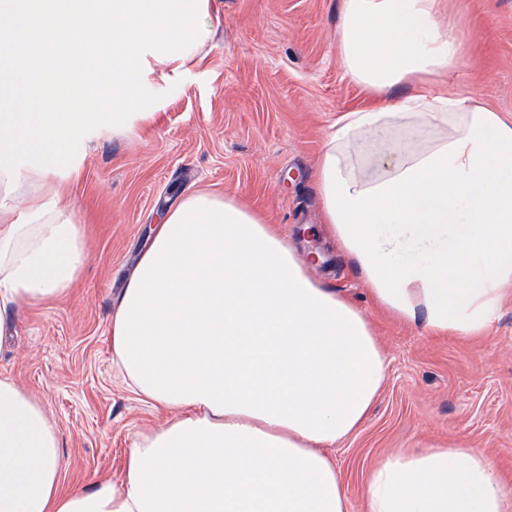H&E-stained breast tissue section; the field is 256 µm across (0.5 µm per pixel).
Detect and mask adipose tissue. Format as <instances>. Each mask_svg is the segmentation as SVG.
<instances>
[{
    "mask_svg": "<svg viewBox=\"0 0 512 512\" xmlns=\"http://www.w3.org/2000/svg\"><path fill=\"white\" fill-rule=\"evenodd\" d=\"M336 43L374 101L341 113L319 156L323 232L395 321L483 337L512 299V120L434 91L464 58L444 0H341ZM427 126L440 136L417 144ZM6 184L0 171V335L68 296L89 256L58 175L28 165ZM149 234L111 317L112 360L169 420L133 438L121 482L66 491L57 426L1 378L0 512H349L332 451L389 368L364 312L237 196L196 190ZM407 241L429 259L396 260ZM364 512H512V489L483 450L400 448L372 470Z\"/></svg>",
    "mask_w": 512,
    "mask_h": 512,
    "instance_id": "ef3b65f1",
    "label": "adipose tissue"
}]
</instances>
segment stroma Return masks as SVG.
Wrapping results in <instances>:
<instances>
[{
    "label": "stroma",
    "mask_w": 512,
    "mask_h": 512,
    "mask_svg": "<svg viewBox=\"0 0 512 512\" xmlns=\"http://www.w3.org/2000/svg\"><path fill=\"white\" fill-rule=\"evenodd\" d=\"M470 61L449 89L512 119V0H447ZM220 23L202 67L173 80L148 78L161 97L152 125L83 145L78 177L66 179L89 259L73 294L25 309L0 338V378L38 398L62 440L64 489L120 482L135 433L166 415L146 407L112 363L110 317L159 213L198 188L241 196L269 223L294 231L321 222L312 172L339 114L363 108L336 45L340 0H216ZM314 278L364 310L390 360L362 429L334 451L349 512H363L370 468L393 448L464 442L493 455L512 477V302L485 337L435 339L394 322L319 237Z\"/></svg>",
    "instance_id": "35a3bbf8"
}]
</instances>
